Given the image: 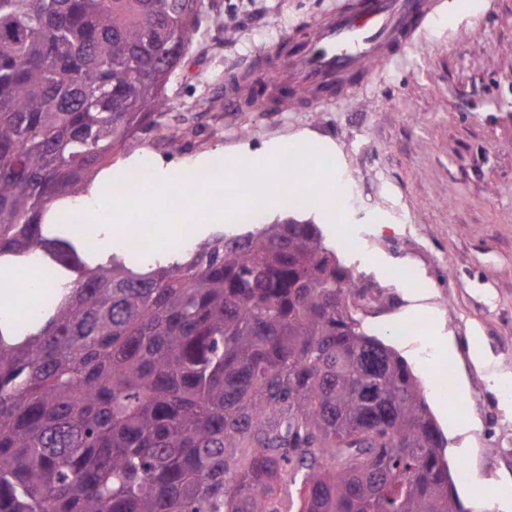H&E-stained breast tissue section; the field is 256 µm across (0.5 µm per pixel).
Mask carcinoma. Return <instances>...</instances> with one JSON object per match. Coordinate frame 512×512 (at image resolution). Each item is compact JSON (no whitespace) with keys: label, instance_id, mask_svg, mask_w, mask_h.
<instances>
[{"label":"carcinoma","instance_id":"cac0c4a2","mask_svg":"<svg viewBox=\"0 0 512 512\" xmlns=\"http://www.w3.org/2000/svg\"><path fill=\"white\" fill-rule=\"evenodd\" d=\"M181 0H0V258L53 280L0 319V512H463L406 361L289 217L134 270L56 205L170 108ZM79 269L77 282L62 271Z\"/></svg>","mask_w":512,"mask_h":512}]
</instances>
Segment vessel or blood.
<instances>
[{
    "label": "vessel or blood",
    "instance_id": "vessel-or-blood-1",
    "mask_svg": "<svg viewBox=\"0 0 512 512\" xmlns=\"http://www.w3.org/2000/svg\"><path fill=\"white\" fill-rule=\"evenodd\" d=\"M440 0H340L336 9L285 34L265 53L274 64L259 74L267 98L291 111L352 95L375 69L418 42Z\"/></svg>",
    "mask_w": 512,
    "mask_h": 512
}]
</instances>
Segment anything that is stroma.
<instances>
[{"instance_id": "1", "label": "stroma", "mask_w": 512, "mask_h": 512, "mask_svg": "<svg viewBox=\"0 0 512 512\" xmlns=\"http://www.w3.org/2000/svg\"><path fill=\"white\" fill-rule=\"evenodd\" d=\"M206 18L168 86L171 109L136 146L112 156L109 179L149 161L178 187L223 160L238 167L299 136L331 144L339 203L312 213L326 243L385 305H363L369 332L393 346L427 397L457 379L471 394L467 512H501L512 487V397L485 374L512 375V0H447L418 44L373 73L354 96L310 112H252L224 105L228 72L252 70L261 52L335 0H208ZM359 248H345V234ZM404 271L401 279L391 278ZM420 308L408 319L409 306ZM404 326L398 338L390 324ZM455 355L439 361L438 335ZM486 362L476 369L472 337Z\"/></svg>"}]
</instances>
